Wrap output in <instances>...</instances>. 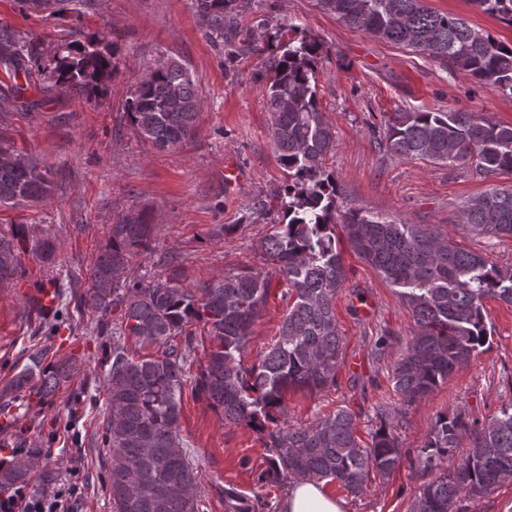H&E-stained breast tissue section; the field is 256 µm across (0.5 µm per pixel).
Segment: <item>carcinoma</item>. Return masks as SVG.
Here are the masks:
<instances>
[{
  "mask_svg": "<svg viewBox=\"0 0 512 512\" xmlns=\"http://www.w3.org/2000/svg\"><path fill=\"white\" fill-rule=\"evenodd\" d=\"M316 6L346 25L380 40L402 45L464 71L512 94V43L469 26L464 19L427 7L423 0H315ZM483 13L512 25V0H470ZM238 0H194L205 22V37L234 58L253 48V30L239 22ZM0 70L14 80L1 89L20 96L21 78L39 77L40 89L64 87L79 96L96 94L112 77V52L103 40L71 35L57 43L50 63L40 44L0 27ZM320 44L290 39L271 59L266 106L272 112L271 138L288 174L279 222L260 243L285 286L286 312L278 336L258 362L243 354L260 316L271 280L242 269L204 281L194 291L173 279L131 272L133 257L153 250V225L140 214L111 225L90 273L84 306L101 317L117 315L112 328L111 366L105 387L109 416L103 445L110 449L108 491L112 512H201L198 474L182 449L181 404L186 388L204 398L232 427L245 424L260 435L266 466L259 488H283L296 478L336 483L358 498L372 474L382 478L400 466V422L380 403L379 427L369 445L356 433V415L339 406L307 426H290L285 394L290 389L325 391L336 386L342 340L336 323V295L347 271L338 245L350 249L399 289L414 329L393 360L389 381L411 404L447 384L488 343L491 330L484 301L512 305V272L483 254L454 243L432 224H398L361 209H340L336 178L324 166L334 131L319 108L317 55ZM198 79L181 62L151 69L127 103L137 135L158 151H174L191 138L201 108ZM387 152L406 159L468 166L487 177L512 175V126L479 112L397 109L385 119ZM41 163L0 160V208L50 197L52 182ZM460 221L475 235L512 237V188H494L465 202ZM26 231L0 232V285L22 276L19 259ZM209 327L212 346L206 362L191 373L196 338L192 326ZM160 349L138 359L126 339ZM394 338L385 330L371 354L385 357ZM79 371L75 363L42 367L41 360L16 372L6 385L10 398L42 402ZM468 441L470 450L455 457ZM41 448L0 466V490L25 485ZM448 467L441 468V464ZM421 471L442 469L426 483L414 512H466L500 485L512 482V403L481 422L460 415H437L417 456ZM224 512H278L262 493L247 496L224 489Z\"/></svg>",
  "mask_w": 512,
  "mask_h": 512,
  "instance_id": "cac0c4a2",
  "label": "carcinoma"
}]
</instances>
